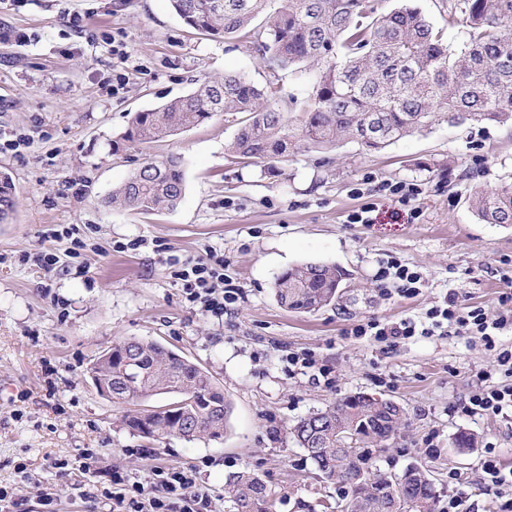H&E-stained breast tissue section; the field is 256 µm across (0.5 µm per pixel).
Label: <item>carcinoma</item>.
<instances>
[{"label":"carcinoma","instance_id":"cac0c4a2","mask_svg":"<svg viewBox=\"0 0 512 512\" xmlns=\"http://www.w3.org/2000/svg\"><path fill=\"white\" fill-rule=\"evenodd\" d=\"M268 2L170 0V6L187 25L209 36L250 34L274 72L313 64L312 91L298 124L277 105L274 83L261 88L244 75L226 74L206 78L191 93L155 109L133 113L113 149L180 133L218 112L242 113L230 152L275 171L301 149L328 150L344 139L381 150L440 120L512 124V0H448V24L464 33L458 51L448 49L443 29L407 4L380 12L376 0H284L268 13ZM261 15L264 21L255 23ZM184 192V160L172 154L142 159L105 203L142 212L173 210ZM467 203L486 224H512V185L476 188ZM15 210L14 183L0 174V224L10 223ZM345 276L335 265L306 262L276 277L274 296L287 310L313 314L336 303V283ZM131 357L142 370L133 385L123 376L124 361ZM90 373L112 376L115 403L156 396L160 405H174L129 413L125 425L134 432L148 423L156 441L164 435L187 442L224 435L231 402L221 387L207 371L157 341L117 340L112 359H94ZM359 407L357 396L347 395L300 419L290 431L321 478L343 485L336 507L342 512H435L436 486L429 471L411 466L396 476L373 462L378 439L400 432L403 411L381 406L358 415ZM355 417L353 439L345 435L344 423ZM224 493L235 512H274L270 491L253 471L229 476Z\"/></svg>","mask_w":512,"mask_h":512}]
</instances>
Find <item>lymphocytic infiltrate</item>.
I'll return each mask as SVG.
<instances>
[{"label":"lymphocytic infiltrate","instance_id":"f902f5d3","mask_svg":"<svg viewBox=\"0 0 512 512\" xmlns=\"http://www.w3.org/2000/svg\"><path fill=\"white\" fill-rule=\"evenodd\" d=\"M176 276L183 283L187 299L205 312L221 316L233 310L242 297L238 286L224 283V257L215 249L205 256L186 260ZM378 290L383 297H409L418 293L424 281L421 271L410 268L396 258L381 261L376 273ZM497 297V312L462 304L458 292L451 291L430 307L422 319L405 318L383 322L377 319L354 324L348 333L354 338H373L393 346L415 336H430L446 326L458 332L480 336L488 350L496 354L493 371L479 372V386L460 405L465 414L496 417L512 410V348L500 346L496 335L512 327V276ZM506 377L503 385L493 383L494 375ZM104 496L112 500V512H214L213 499L192 469H160L153 484H127L119 472H112Z\"/></svg>","mask_w":512,"mask_h":512}]
</instances>
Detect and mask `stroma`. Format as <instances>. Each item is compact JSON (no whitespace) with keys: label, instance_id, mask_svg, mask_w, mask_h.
Masks as SVG:
<instances>
[{"label":"stroma","instance_id":"stroma-1","mask_svg":"<svg viewBox=\"0 0 512 512\" xmlns=\"http://www.w3.org/2000/svg\"><path fill=\"white\" fill-rule=\"evenodd\" d=\"M269 80L244 39L201 34L168 0H0V172L16 190L12 223L0 224V486L18 489L20 512H112L88 496L100 473L120 470L149 484L157 469L193 468L216 512H235L227 478L248 469L264 479L276 512L335 502L289 429L310 412L363 392L393 399L405 424L377 460L401 473L433 475L442 512L450 490L469 512H500L480 484L483 449L512 468V415L465 416L476 373L494 352L478 336H416L384 349L347 336L352 324L423 316L449 289L465 305L495 312L512 257V224H486L468 209L471 189L512 184V127L448 126L406 136L381 151L346 140L328 162L302 152L276 172L227 151L238 116L215 115L179 135L113 152L130 114L185 95L227 73ZM185 161V195L174 210L143 213L105 205L145 157ZM411 180L424 189L409 223L378 201L376 220L351 224L365 176ZM223 253L224 276L243 291L231 314L190 304L171 258L207 247ZM39 252L58 262H30ZM396 257L424 272L413 297L380 296L379 262ZM342 268L337 303L303 315L280 307L276 276L309 262ZM155 340L208 371L232 403L223 439L149 440L123 424L128 405L100 396L89 363L113 341ZM313 353L332 385L291 371V352ZM476 438L454 445L458 432ZM97 451V471L53 468ZM27 463L40 477L22 484Z\"/></svg>","mask_w":512,"mask_h":512}]
</instances>
